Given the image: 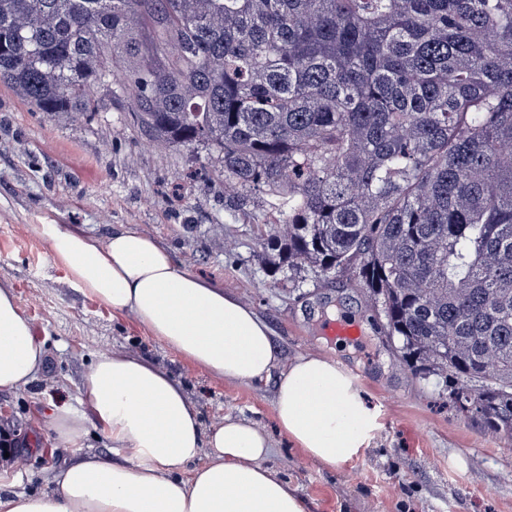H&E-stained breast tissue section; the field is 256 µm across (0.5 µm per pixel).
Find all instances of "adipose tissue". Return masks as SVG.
<instances>
[{
  "instance_id": "1",
  "label": "adipose tissue",
  "mask_w": 512,
  "mask_h": 512,
  "mask_svg": "<svg viewBox=\"0 0 512 512\" xmlns=\"http://www.w3.org/2000/svg\"><path fill=\"white\" fill-rule=\"evenodd\" d=\"M54 265L71 285L208 373L235 383L274 380L279 429L307 457L335 469L368 447L379 428L356 377L308 353L282 362L268 324L233 292L181 270L153 238L127 227L104 239L44 224ZM44 341L0 284V391L28 385ZM81 409L52 417L68 447L86 423L112 442L120 461L89 455L54 476V492L20 494L0 477V512H306L288 481L264 461L270 435L247 419L206 427L182 384L149 361L115 351L84 378Z\"/></svg>"
}]
</instances>
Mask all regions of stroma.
<instances>
[{
	"instance_id": "obj_1",
	"label": "stroma",
	"mask_w": 512,
	"mask_h": 512,
	"mask_svg": "<svg viewBox=\"0 0 512 512\" xmlns=\"http://www.w3.org/2000/svg\"><path fill=\"white\" fill-rule=\"evenodd\" d=\"M206 157L154 145L128 100L103 101L91 121L75 125L43 116L0 85V284L13 288L34 335L46 342L37 378L0 392V434L18 443L11 472L19 491H52L53 471L78 452L111 460V443L91 425L74 447H56L47 416L52 407L77 406L95 356L122 351L180 381L206 425L230 415L267 430L274 447L267 464L297 488L307 512H512V439L458 413L444 384L405 364L351 273L326 281L304 270L289 281L268 269L260 240L265 201L231 205L214 164L202 178L179 183L180 173ZM37 224L100 238L132 227L168 249L180 269L251 306L269 324L282 359H336L359 377L379 415L369 448L334 470L308 458L278 430L274 381H224L146 335L132 316H112L53 266L49 242L32 231ZM324 315L357 321L360 336L328 339Z\"/></svg>"
}]
</instances>
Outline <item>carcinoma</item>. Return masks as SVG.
I'll return each instance as SVG.
<instances>
[{
    "label": "carcinoma",
    "instance_id": "cac0c4a2",
    "mask_svg": "<svg viewBox=\"0 0 512 512\" xmlns=\"http://www.w3.org/2000/svg\"><path fill=\"white\" fill-rule=\"evenodd\" d=\"M0 83L204 148L277 202L272 269L354 270L408 366L512 437V0H0Z\"/></svg>",
    "mask_w": 512,
    "mask_h": 512
}]
</instances>
